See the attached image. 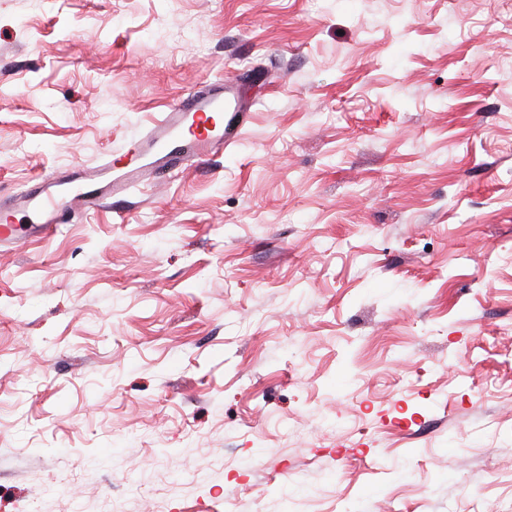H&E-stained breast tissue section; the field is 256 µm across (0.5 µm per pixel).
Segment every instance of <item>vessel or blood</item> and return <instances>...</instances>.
<instances>
[{"mask_svg":"<svg viewBox=\"0 0 512 512\" xmlns=\"http://www.w3.org/2000/svg\"><path fill=\"white\" fill-rule=\"evenodd\" d=\"M247 102L236 83L221 79L172 103L139 139L113 152L96 169L74 164L68 170L25 186L0 208V243L20 235L12 214L36 217L43 232L67 223L76 210L99 211L131 186L165 177L232 145L247 118Z\"/></svg>","mask_w":512,"mask_h":512,"instance_id":"1","label":"vessel or blood"}]
</instances>
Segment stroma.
<instances>
[{"instance_id":"stroma-1","label":"stroma","mask_w":512,"mask_h":512,"mask_svg":"<svg viewBox=\"0 0 512 512\" xmlns=\"http://www.w3.org/2000/svg\"><path fill=\"white\" fill-rule=\"evenodd\" d=\"M220 76L0 248V512H512V0H0V199ZM237 88L228 78L211 82L172 103L142 137L110 154L99 168L75 163L68 170L40 178L37 187L24 185L1 208L0 243L18 241L22 229L13 225L15 211L35 216L47 236L52 224L68 223L76 209L102 210L112 204V197L133 185L166 177L210 154L224 152L236 141L247 118L248 104ZM73 184L81 190L70 195L68 188Z\"/></svg>"}]
</instances>
